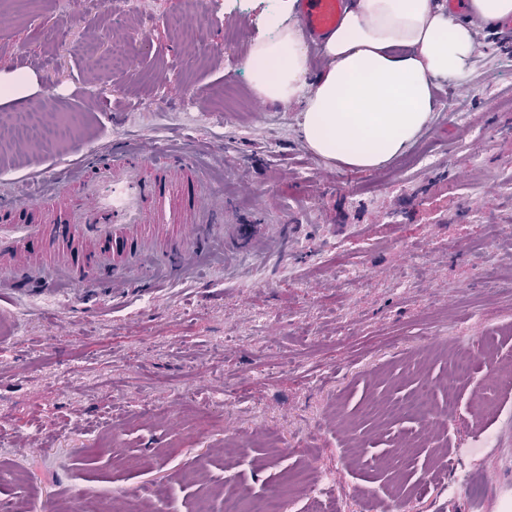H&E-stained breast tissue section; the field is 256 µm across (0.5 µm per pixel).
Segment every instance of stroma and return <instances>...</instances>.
Here are the masks:
<instances>
[{"instance_id": "stroma-1", "label": "stroma", "mask_w": 512, "mask_h": 512, "mask_svg": "<svg viewBox=\"0 0 512 512\" xmlns=\"http://www.w3.org/2000/svg\"><path fill=\"white\" fill-rule=\"evenodd\" d=\"M275 0H122L107 13L0 0V222L43 223V178L113 145L197 157L228 224L278 225L250 258L209 236L184 267L155 256L140 287L86 292L62 274L0 287V499L14 512H224L202 487L292 490L288 512H500L512 496V37L474 20L467 72L402 157L331 166L244 66ZM121 66L94 65L113 48ZM19 112L64 137H18ZM447 346L473 355L452 380ZM456 405L447 410L448 384ZM429 386L435 415L382 423L367 402ZM410 488L394 501L395 486Z\"/></svg>"}]
</instances>
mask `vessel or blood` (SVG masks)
Masks as SVG:
<instances>
[{
    "instance_id": "1",
    "label": "vessel or blood",
    "mask_w": 512,
    "mask_h": 512,
    "mask_svg": "<svg viewBox=\"0 0 512 512\" xmlns=\"http://www.w3.org/2000/svg\"><path fill=\"white\" fill-rule=\"evenodd\" d=\"M302 23L312 41H321L339 23L346 0H301ZM129 145L114 147L110 161L99 163L93 177L87 178L80 201L69 204L57 224H0V253L27 258L34 243L68 246L81 242L86 254L74 253L66 270L82 288H97L99 267H111L117 287H124L130 276L142 268L146 257L155 255L157 244L151 224L176 221L180 209L218 223L223 208L202 206L210 190L202 177L182 180V172L195 168L194 158L165 149V167H158L153 156H131Z\"/></svg>"
}]
</instances>
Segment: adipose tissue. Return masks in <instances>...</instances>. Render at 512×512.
I'll list each match as a JSON object with an SVG mask.
<instances>
[{"instance_id":"adipose-tissue-1","label":"adipose tissue","mask_w":512,"mask_h":512,"mask_svg":"<svg viewBox=\"0 0 512 512\" xmlns=\"http://www.w3.org/2000/svg\"><path fill=\"white\" fill-rule=\"evenodd\" d=\"M459 15L440 0H350L314 77L297 0H282L245 67L265 101L300 105L299 132L315 156L375 170L415 144L436 110L437 85L468 68L473 36Z\"/></svg>"}]
</instances>
